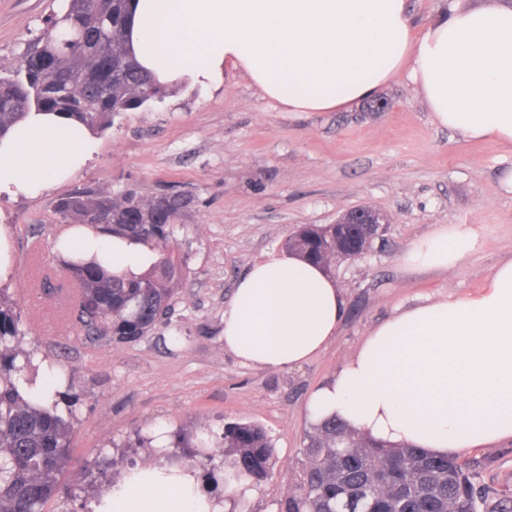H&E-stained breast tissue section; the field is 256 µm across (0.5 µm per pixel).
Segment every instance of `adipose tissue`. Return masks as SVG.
<instances>
[{
    "mask_svg": "<svg viewBox=\"0 0 512 512\" xmlns=\"http://www.w3.org/2000/svg\"><path fill=\"white\" fill-rule=\"evenodd\" d=\"M127 46L154 82L181 92L225 75L247 78L289 112H335L408 70L436 124L512 148V0L447 4L415 31L408 0H130ZM56 112L28 111L0 134V196L35 197L74 177L98 150ZM114 269L137 275L141 247L93 231ZM469 227L441 226L406 252L408 265L451 269L476 247ZM342 288L321 267L273 246L240 279L224 310V350L245 365L285 370L336 337ZM310 424L335 418L389 446L457 459L512 441V258L484 286L399 307L357 353L314 387ZM193 468L137 467L94 512H226Z\"/></svg>",
    "mask_w": 512,
    "mask_h": 512,
    "instance_id": "1",
    "label": "adipose tissue"
}]
</instances>
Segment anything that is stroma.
Returning <instances> with one entry per match:
<instances>
[{
  "label": "stroma",
  "mask_w": 512,
  "mask_h": 512,
  "mask_svg": "<svg viewBox=\"0 0 512 512\" xmlns=\"http://www.w3.org/2000/svg\"><path fill=\"white\" fill-rule=\"evenodd\" d=\"M58 6L0 0L1 74L15 70ZM376 97L388 102L386 111L363 100L339 112L294 114L231 74L207 95L171 91L116 116L98 134V156L73 182L35 198H0L15 266L7 293L27 328L22 347L53 359L78 397L71 462L43 512H90L107 480L121 479L130 463L153 462L138 433L162 423L172 432L219 434L228 421L261 424L279 456L240 512H277L304 463L305 403L314 386L396 307L476 292L512 255V192L500 184L512 170V150L436 125L407 72ZM76 184L191 199L175 233L188 278L170 322L138 341L80 340L64 321L77 288L49 248L64 228L52 202ZM357 206L382 211L388 223L367 255L332 269L345 296L333 344L289 370L246 366L226 354L224 309L251 264L298 226L334 223ZM442 224L474 226L476 249L448 271L407 266L410 245ZM46 276L57 293L45 294ZM462 462L478 464L482 482L512 492L511 444Z\"/></svg>",
  "instance_id": "stroma-1"
}]
</instances>
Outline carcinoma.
<instances>
[{
  "label": "carcinoma",
  "instance_id": "1",
  "mask_svg": "<svg viewBox=\"0 0 512 512\" xmlns=\"http://www.w3.org/2000/svg\"><path fill=\"white\" fill-rule=\"evenodd\" d=\"M128 0H66L21 56L20 76H0V134L31 109L62 112L95 132L115 116L163 95L144 74L125 41ZM138 193L103 192L90 185L58 196L52 207L70 226H88L102 237L127 240L156 255L140 275L117 272L94 256L57 250V265L80 288L67 312L70 327L86 341L102 336L125 343L148 335L168 318L183 286L186 260L175 256L174 226L189 205L180 194L149 201ZM373 240L353 224H305L285 241L286 250L332 272L336 256L371 250ZM26 335L20 310L0 293V512H42L70 464L77 402L55 393L36 400L23 394L44 363L21 349ZM224 459L194 451L189 460L207 470L209 482L251 488L277 463L273 439L257 423L229 422L221 436ZM305 466L278 512H336L344 503L372 499L377 512H512V493L495 492L476 468L417 448H388L350 425L328 419L304 438Z\"/></svg>",
  "mask_w": 512,
  "mask_h": 512
}]
</instances>
